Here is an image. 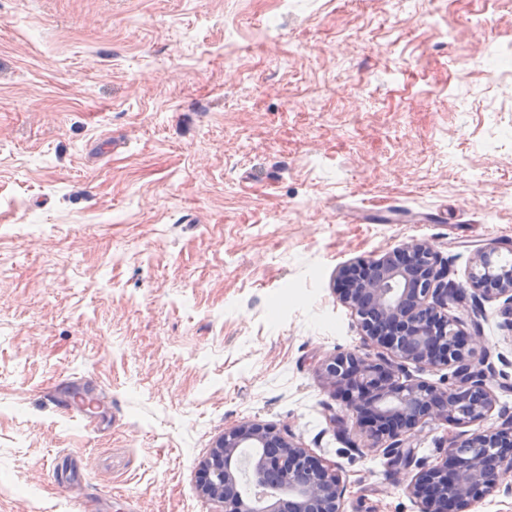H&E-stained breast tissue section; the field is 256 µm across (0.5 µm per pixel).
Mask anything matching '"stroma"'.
Here are the masks:
<instances>
[{"label": "stroma", "instance_id": "1", "mask_svg": "<svg viewBox=\"0 0 512 512\" xmlns=\"http://www.w3.org/2000/svg\"><path fill=\"white\" fill-rule=\"evenodd\" d=\"M510 46L512 0H0V512H220L198 469L244 421L344 512H417L414 468L332 423L320 365L366 349L336 276L415 241L462 288L512 260ZM74 377L105 432L53 405Z\"/></svg>", "mask_w": 512, "mask_h": 512}]
</instances>
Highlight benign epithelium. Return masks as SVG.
Instances as JSON below:
<instances>
[{
	"label": "benign epithelium",
	"instance_id": "7a95c632",
	"mask_svg": "<svg viewBox=\"0 0 512 512\" xmlns=\"http://www.w3.org/2000/svg\"><path fill=\"white\" fill-rule=\"evenodd\" d=\"M481 249L469 273L471 291L457 293L448 268L426 243L342 266L339 301L351 310L376 354L338 351L320 366L321 379L344 400L371 447L392 463L418 468L406 492L419 512H468L503 471H512V416L483 426L496 405L492 364L475 360L484 302L504 300L512 332V267ZM462 307L466 316L450 315ZM453 368L438 387L404 375V364ZM431 421L476 426L443 438L448 452L428 465L414 459L412 438ZM197 490L224 512H343L339 474L274 427L242 422L224 429L200 464Z\"/></svg>",
	"mask_w": 512,
	"mask_h": 512
}]
</instances>
